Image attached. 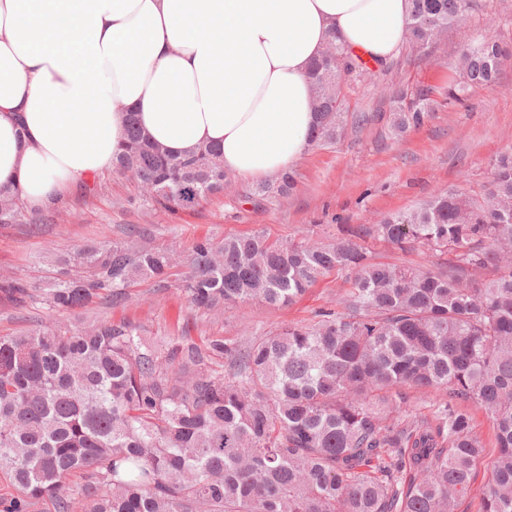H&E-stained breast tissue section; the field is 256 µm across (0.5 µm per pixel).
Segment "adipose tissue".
Returning <instances> with one entry per match:
<instances>
[{
  "label": "adipose tissue",
  "mask_w": 512,
  "mask_h": 512,
  "mask_svg": "<svg viewBox=\"0 0 512 512\" xmlns=\"http://www.w3.org/2000/svg\"><path fill=\"white\" fill-rule=\"evenodd\" d=\"M410 0H0V187L37 210L111 169L126 115L174 155L269 181L310 147L332 37L381 63Z\"/></svg>",
  "instance_id": "obj_1"
}]
</instances>
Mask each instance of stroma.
Here are the masks:
<instances>
[{"label": "stroma", "mask_w": 512, "mask_h": 512, "mask_svg": "<svg viewBox=\"0 0 512 512\" xmlns=\"http://www.w3.org/2000/svg\"><path fill=\"white\" fill-rule=\"evenodd\" d=\"M478 32L512 40V0H483L481 11L450 29L429 53L405 44L376 67L374 77L351 79L346 107L351 115L367 116V123L347 125L335 144L308 150L294 166L297 185L290 196L252 198L254 182L235 177L223 195L194 212L160 213L131 201L130 182L108 170L97 176L96 190L80 186L56 207L42 208L41 224L0 225V275L45 283L58 274L50 252L74 250L90 238H122L133 224L149 228L154 244L183 251L201 238L255 230L283 241L305 236L319 241L335 234L337 225L372 224L451 187L480 191L491 177L493 159L512 150V60L496 84L471 90L464 102L449 101L457 58ZM403 92L428 94L433 110L423 125L400 136L393 109ZM349 286L347 274L333 273L289 307L239 304L213 320L195 311L178 289L158 292L144 282L134 288L127 307L99 303L61 318L38 303H0V336L59 318L72 328L96 318H126L151 337L173 336L182 327L196 338L248 336L284 323L310 322Z\"/></svg>", "instance_id": "1"}]
</instances>
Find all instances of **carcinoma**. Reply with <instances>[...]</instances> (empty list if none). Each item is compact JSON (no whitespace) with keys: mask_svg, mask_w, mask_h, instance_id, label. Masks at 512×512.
Returning a JSON list of instances; mask_svg holds the SVG:
<instances>
[{"mask_svg":"<svg viewBox=\"0 0 512 512\" xmlns=\"http://www.w3.org/2000/svg\"><path fill=\"white\" fill-rule=\"evenodd\" d=\"M479 10L480 0H411L406 40L427 50ZM336 53L341 65L321 55L309 68L321 100L313 147L341 138L346 81L371 75L344 44ZM511 57V46L478 34L448 100L497 83ZM430 111L422 94L398 107L394 126H420ZM112 171L164 211L196 210L229 178L218 148L171 155L132 112ZM295 187L287 171L253 196ZM38 222L19 190L0 189V224ZM367 240L420 247L432 265L376 261ZM55 263L63 277L42 288L1 277L0 299L123 308L151 281L219 317L237 304L290 306L332 272L351 280L312 322L244 340L184 330L152 339L110 318L0 336V478L14 488L0 512H458L486 452L472 407L496 429L473 512H512V151L495 158L478 195L453 187L376 224H342L326 242L256 230L184 253L143 229L89 240ZM410 389L439 402L411 419L381 416L376 396L407 411Z\"/></svg>","mask_w":512,"mask_h":512,"instance_id":"carcinoma-1","label":"carcinoma"}]
</instances>
